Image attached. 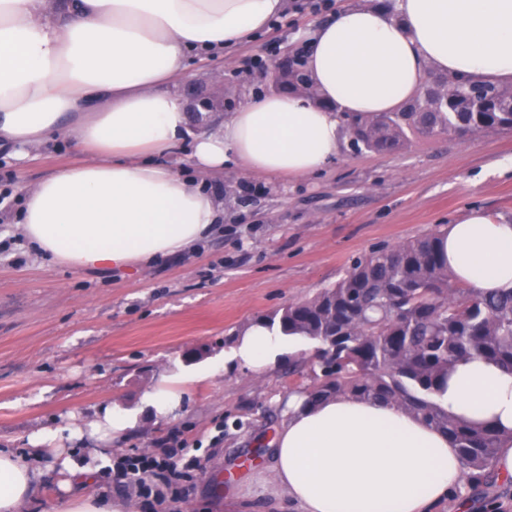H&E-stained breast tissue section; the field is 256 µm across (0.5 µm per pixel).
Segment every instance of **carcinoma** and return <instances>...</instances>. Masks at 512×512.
<instances>
[{"label":"carcinoma","mask_w":512,"mask_h":512,"mask_svg":"<svg viewBox=\"0 0 512 512\" xmlns=\"http://www.w3.org/2000/svg\"><path fill=\"white\" fill-rule=\"evenodd\" d=\"M285 90L305 92L306 69L277 70ZM352 148L399 149L411 136L489 134L512 130V85L458 77L421 90L397 111L347 121ZM285 336L318 345L321 375L296 392L311 402L355 396L397 407L448 434L458 448L471 497L499 480L496 456L506 433L448 416L433 395L456 364L473 356L512 368V289L476 294L448 270L440 233L357 258L335 284L259 319Z\"/></svg>","instance_id":"carcinoma-1"}]
</instances>
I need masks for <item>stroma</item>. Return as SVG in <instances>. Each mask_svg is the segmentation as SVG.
Listing matches in <instances>:
<instances>
[{"instance_id": "obj_1", "label": "stroma", "mask_w": 512, "mask_h": 512, "mask_svg": "<svg viewBox=\"0 0 512 512\" xmlns=\"http://www.w3.org/2000/svg\"><path fill=\"white\" fill-rule=\"evenodd\" d=\"M291 25L266 30L190 60L182 98L208 94L224 74V99L241 103L275 90L241 59L305 49L333 11L376 0H333L318 13L296 11ZM64 139L45 144L25 166L0 152V448H16L47 426L80 427L100 408L123 404L137 424L112 453L159 455L178 440L204 470L185 494L158 512H276L278 502L252 476L258 442L282 422L283 397L297 382L291 364L311 376L316 359L293 354L256 373L227 362L234 333L258 317L333 285L352 258L427 236L479 208L512 221V131L413 138L388 153L341 143L322 171L269 178L225 166L206 186L230 196L224 221L196 249L148 269L74 273L42 258L19 233L14 215L24 189L77 163ZM198 352L185 362L186 352ZM225 359L222 375L182 385L177 418L161 421L147 392L172 374Z\"/></svg>"}]
</instances>
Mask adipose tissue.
I'll return each mask as SVG.
<instances>
[{
	"mask_svg": "<svg viewBox=\"0 0 512 512\" xmlns=\"http://www.w3.org/2000/svg\"><path fill=\"white\" fill-rule=\"evenodd\" d=\"M285 0H0V147L19 164L48 139L75 142L82 160L27 187L21 235L73 272L150 267L203 242L221 221L215 192L156 163L191 143L194 168L228 158L268 176L301 177L336 157L345 116L396 111L428 73L512 82V0H394L348 6L310 36L314 95L273 91L198 131L173 85L205 59L263 30ZM457 280L486 294L512 288V222L483 210L441 239ZM314 342L250 324L230 351L259 373ZM448 415L512 431V370L461 360L436 399ZM258 481L299 512H432L465 485L445 434L394 406L354 397L319 403L288 394ZM114 404L84 427L43 428L0 448V512H21L56 485L60 512H133L98 489L100 464L134 427ZM97 441L87 462L62 435Z\"/></svg>",
	"mask_w": 512,
	"mask_h": 512,
	"instance_id": "adipose-tissue-1",
	"label": "adipose tissue"
}]
</instances>
